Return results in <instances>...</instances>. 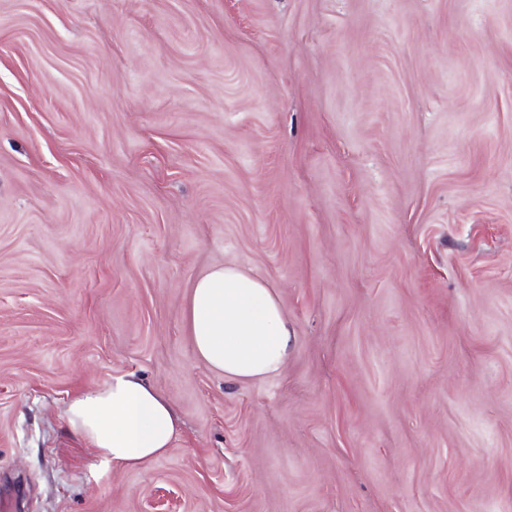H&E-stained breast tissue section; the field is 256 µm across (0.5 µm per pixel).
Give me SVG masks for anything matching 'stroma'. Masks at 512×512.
Here are the masks:
<instances>
[{"instance_id":"obj_1","label":"stroma","mask_w":512,"mask_h":512,"mask_svg":"<svg viewBox=\"0 0 512 512\" xmlns=\"http://www.w3.org/2000/svg\"><path fill=\"white\" fill-rule=\"evenodd\" d=\"M274 289L276 375L183 320ZM133 372L138 470L70 429ZM7 512H512V0H0ZM183 318L197 358L225 380L266 378L287 361L288 318L273 289L241 268L217 265L196 279ZM72 431L100 457L139 469L166 455L178 430L172 404L135 373L76 392L66 409Z\"/></svg>"}]
</instances>
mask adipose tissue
<instances>
[{"label": "adipose tissue", "instance_id": "obj_1", "mask_svg": "<svg viewBox=\"0 0 512 512\" xmlns=\"http://www.w3.org/2000/svg\"><path fill=\"white\" fill-rule=\"evenodd\" d=\"M183 318L197 358L226 380L262 379L287 361L292 331L279 300L241 268L217 265L196 279ZM66 416L103 460L130 469L165 456L178 430L170 401L133 373L76 392Z\"/></svg>", "mask_w": 512, "mask_h": 512}]
</instances>
